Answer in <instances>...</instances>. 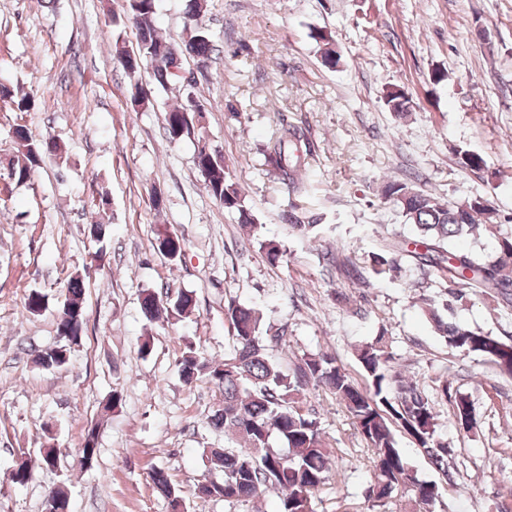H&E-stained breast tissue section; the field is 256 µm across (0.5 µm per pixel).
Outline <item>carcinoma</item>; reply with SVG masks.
Here are the masks:
<instances>
[{
	"label": "carcinoma",
	"mask_w": 512,
	"mask_h": 512,
	"mask_svg": "<svg viewBox=\"0 0 512 512\" xmlns=\"http://www.w3.org/2000/svg\"><path fill=\"white\" fill-rule=\"evenodd\" d=\"M204 8L203 0H189L187 19L181 42L159 36L153 25L156 0H125L123 12L136 30V46H115L114 57L130 79V102L135 108L152 105L141 94L142 85L135 80L141 69H152L161 87L175 77L183 55L192 57L198 70L216 51L210 35L198 25L197 17ZM312 38L322 44V63L337 65L332 37L318 30ZM191 91L181 96L180 103L165 112L167 138L177 141L200 133L206 109ZM0 100L11 103L18 111L27 112L33 101L17 97L0 83ZM385 105L392 112H409V98L398 87L387 90ZM15 154L5 167L8 179L24 186L31 182L43 154L61 150L53 140L38 142L29 128L18 125L12 132ZM311 156L314 145L306 130L279 120V126L262 149L263 165L277 176L287 190L300 194L305 183L300 177V150ZM195 164L203 177L207 193L224 209L238 214L241 224H255V216L244 205V198L231 182L223 155L203 140L198 141ZM384 193L393 198L413 233L374 252L359 266L342 264V271L352 282L369 284L366 273L377 278L396 279L411 264L423 274H434L438 291L421 295L419 303L434 332L449 349L482 356L502 375L512 376V337L502 341L478 328H465L454 320V311L469 296L480 294L506 305L512 303V229L499 232L490 253L481 250L460 251L452 240L480 235L478 218L489 216L490 209L473 199L470 212L460 205L445 203L415 188L409 182L389 183ZM289 226L310 235L320 229L318 219L295 210L286 215ZM156 246L160 254L174 260L182 253L184 242L166 230L157 232ZM82 274L74 272L68 279L64 296L57 301L56 331L71 328L72 334L54 347L36 351L35 362L46 368H62L68 364L72 346L81 342L84 332ZM196 301L190 291L180 290L162 297L146 289L140 297L143 316L152 323L165 325L193 313ZM48 307V296L38 289L29 290L23 308L29 317L41 315ZM224 318L232 331L231 344L224 361L212 362L201 356L195 344L187 341L179 359L180 377L185 384L201 379L215 383L222 393L221 405L205 416V423L224 431L227 442L222 448H210L211 463L221 478L196 486L199 497L224 498L228 503H250L267 491L279 494L277 512H313L312 496L324 483L329 470L331 450L322 437L319 418L303 410L300 396L310 389L331 392L343 404L358 433L371 450L374 479L367 488L368 498L386 503L401 493L408 499L411 512H434L438 497L435 483L419 479L398 443L395 431L408 435L421 452L448 477V456L452 452L448 439L439 429L435 399L411 377L395 368V357L389 351L385 334H380L357 349L366 385L358 386L336 357L329 353L310 354L301 359L289 373L272 360L271 347L282 342L281 336L263 335L260 312L235 299L224 305ZM436 393L449 397L452 416L459 432L472 431L474 408L465 394L448 395V380L439 381ZM279 447H274L273 443ZM59 459L54 446L47 444L34 454L32 462L21 461L12 473V481L25 485L35 474L56 467ZM158 493L169 507L186 501L166 472L157 469L152 477ZM44 512H70L64 486L55 487L45 499Z\"/></svg>",
	"instance_id": "cac0c4a2"
}]
</instances>
